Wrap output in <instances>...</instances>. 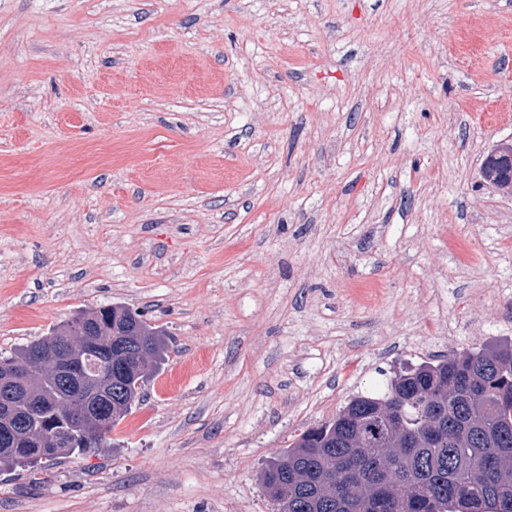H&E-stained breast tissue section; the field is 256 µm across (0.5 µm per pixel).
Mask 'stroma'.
Returning <instances> with one entry per match:
<instances>
[{"label": "stroma", "instance_id": "35a3bbf8", "mask_svg": "<svg viewBox=\"0 0 512 512\" xmlns=\"http://www.w3.org/2000/svg\"><path fill=\"white\" fill-rule=\"evenodd\" d=\"M512 0H0V352L169 335L112 447L0 512H275L381 374L512 342Z\"/></svg>", "mask_w": 512, "mask_h": 512}]
</instances>
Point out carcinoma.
<instances>
[{
	"label": "carcinoma",
	"instance_id": "carcinoma-1",
	"mask_svg": "<svg viewBox=\"0 0 512 512\" xmlns=\"http://www.w3.org/2000/svg\"><path fill=\"white\" fill-rule=\"evenodd\" d=\"M82 357L84 381L56 393L37 419L48 440L15 439L0 469L95 452L131 413L166 357V333L112 303L82 310L0 367L38 391L52 387L60 337ZM80 410L92 427L71 421ZM276 512H512V343L451 352L352 398L308 428L261 473Z\"/></svg>",
	"mask_w": 512,
	"mask_h": 512
}]
</instances>
